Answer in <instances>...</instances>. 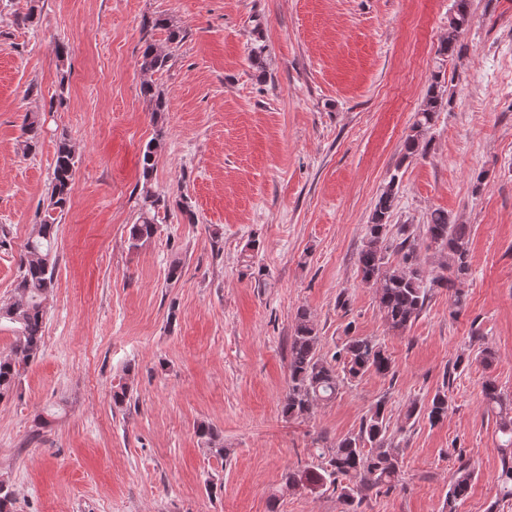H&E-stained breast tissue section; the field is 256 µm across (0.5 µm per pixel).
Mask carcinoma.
Returning a JSON list of instances; mask_svg holds the SVG:
<instances>
[{
    "label": "carcinoma",
    "mask_w": 512,
    "mask_h": 512,
    "mask_svg": "<svg viewBox=\"0 0 512 512\" xmlns=\"http://www.w3.org/2000/svg\"><path fill=\"white\" fill-rule=\"evenodd\" d=\"M470 16V0H453L448 17V35L440 43L439 55L448 58L454 56ZM143 29L148 33L165 31L166 43L170 46L180 44L185 38L184 31L162 15L144 20ZM171 58V52L162 50L148 37L144 39L140 54V71L145 75L160 71L167 67ZM140 93L152 104L153 114L165 111L163 93L153 83H141ZM442 107L443 93L439 91L438 80L435 79L428 88L424 108L418 112L411 133L404 140L403 159L413 158L428 150L431 139L427 135ZM23 131L26 135L25 150L31 152L35 150L41 135L40 120L25 117ZM159 144L160 141L155 138L148 142L143 151L141 212L138 222L129 229L132 248L143 245L156 234V220L161 209L169 212L174 207L189 222H195V214L186 197L180 195L170 202L150 188L154 156ZM74 168V153L63 137L57 145L44 216L35 225L33 236L20 254L14 285L17 299L10 304L0 305V323L4 321L14 325L19 333L12 351L0 355V399L13 393L22 371L39 355L44 343L45 303L55 286L53 251L59 219L69 203ZM396 186V177L393 176L375 202L371 223L366 225L364 244L358 255V267L362 281L376 286V300L389 328L403 333L423 312L431 291L428 287L430 283L452 290L453 305L459 307L463 304L459 285L470 276L468 256L471 226L457 223L445 211L435 210L429 214L427 233L432 243L448 251L445 266L448 274L426 280L422 260L408 225H399L396 238L389 237ZM390 250L400 255V262L396 266L389 264ZM318 342L315 323L307 311H300L288 346V392L283 406V414L287 417L308 414L316 402L335 398L341 386L368 372L382 376L392 372L391 358L381 344L370 338L345 336L341 348L329 360L318 354ZM483 396L488 408L496 411V432L501 447L512 448V400L504 396L491 378L484 381ZM448 408L447 392L438 391L425 408L415 402L410 403L405 418L408 421L415 419L424 411L428 420L436 423L447 417ZM385 411V399L377 400L362 418L357 434L346 436L335 446L317 453V457L326 461L323 472L328 476L333 490L338 492V498L345 506L343 512H356L355 505L360 503L362 492L383 487L389 491L398 481L399 451L388 442L389 421ZM196 433L203 439L209 455L220 459L227 455L224 437L211 426L201 423ZM473 476L474 471L469 465L458 467L448 492V512H453L456 501L467 494ZM497 483L502 499H512V454L503 455Z\"/></svg>",
    "instance_id": "obj_1"
}]
</instances>
